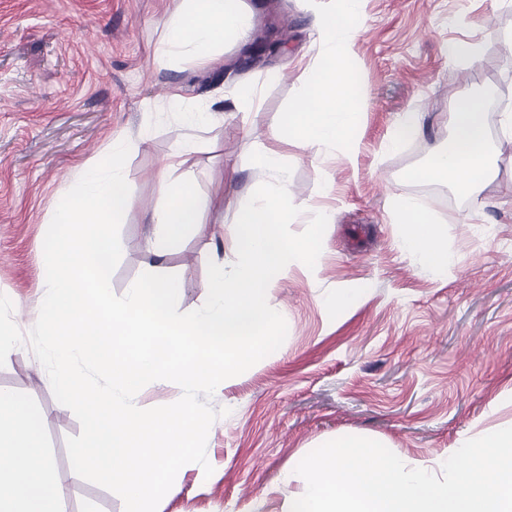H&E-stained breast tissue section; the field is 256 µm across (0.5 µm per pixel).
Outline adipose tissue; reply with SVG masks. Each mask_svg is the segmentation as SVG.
<instances>
[{"label":"adipose tissue","instance_id":"adipose-tissue-1","mask_svg":"<svg viewBox=\"0 0 512 512\" xmlns=\"http://www.w3.org/2000/svg\"><path fill=\"white\" fill-rule=\"evenodd\" d=\"M338 7L322 15L319 27L325 64L317 90L296 104L292 134L299 147L315 152L348 150L362 116V102L350 65L347 43L362 14V0H336ZM242 0H182L166 20L162 55L188 56L198 67L214 64L224 44L246 41L251 32ZM451 131L425 176L433 181L452 178L458 191L474 194L491 167L488 162L483 100L459 97L449 114ZM190 148L176 143L160 170L164 206L151 217L156 231L150 241L153 255L165 259L187 232L203 230V206L192 187L177 179ZM396 223L402 224V243L417 252L437 275L447 271L451 256L443 230L421 205L404 198L391 201ZM59 491L36 422L24 399L0 391V512H59Z\"/></svg>","mask_w":512,"mask_h":512}]
</instances>
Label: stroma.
I'll list each match as a JSON object with an SVG mask.
<instances>
[{
    "instance_id": "1",
    "label": "stroma",
    "mask_w": 512,
    "mask_h": 512,
    "mask_svg": "<svg viewBox=\"0 0 512 512\" xmlns=\"http://www.w3.org/2000/svg\"><path fill=\"white\" fill-rule=\"evenodd\" d=\"M258 2L243 0L253 29L277 25V52L244 68V43H230L220 66L199 69L159 53L181 0H0V294L21 332L36 323L46 294L43 242L56 207L84 164L113 144L130 145L124 176L134 190L111 278L118 295L141 273L158 272L181 281L179 311L204 304L207 266L230 260L228 231L266 180L248 160L256 142L277 137L293 167L288 192L302 210L293 231L314 213L332 216L315 268L289 264L267 290L288 325L282 346L209 400L227 411L207 437L213 474L183 466L158 512H282L304 485L296 465L329 440L366 436L408 466L432 468L465 438L512 421V206L501 205L497 188L512 170L499 168L474 197L421 176L448 137L458 96L497 103L512 93V6L364 0L349 42L363 102L351 161L302 149L289 131L321 67L314 0H274L266 11ZM460 41L479 45L478 62L449 63L448 46ZM243 82L259 89L255 111L231 105ZM175 85L191 104L224 97L223 121L186 123L167 104ZM403 112L422 114V133L383 149ZM177 141L192 146L181 177L200 200L223 198L224 209L207 205L204 233L160 262L147 241L159 164ZM394 195L443 221L454 258L443 276L402 247ZM475 208L483 223H463ZM341 291L359 298L339 311L329 299ZM1 389L48 416L42 436L61 512H124L118 495L73 471L66 439L81 426L28 346L8 354Z\"/></svg>"
}]
</instances>
